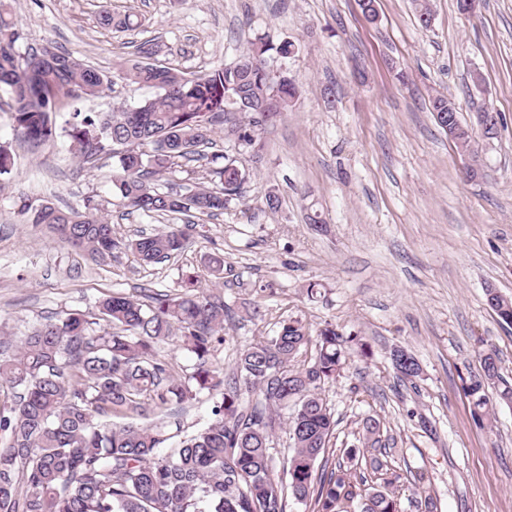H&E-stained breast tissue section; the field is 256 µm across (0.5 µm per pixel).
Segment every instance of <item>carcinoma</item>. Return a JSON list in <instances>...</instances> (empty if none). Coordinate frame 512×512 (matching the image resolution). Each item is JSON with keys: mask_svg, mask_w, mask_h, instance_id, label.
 I'll use <instances>...</instances> for the list:
<instances>
[{"mask_svg": "<svg viewBox=\"0 0 512 512\" xmlns=\"http://www.w3.org/2000/svg\"><path fill=\"white\" fill-rule=\"evenodd\" d=\"M21 35L11 0H0V90L11 100L15 130L38 147L53 138V115L74 98L101 96L113 77L68 53L46 47L19 51ZM295 44L260 39L234 63L195 74L158 64L145 41L116 77L157 91L136 107L102 116L81 114L74 138L83 164L96 167L105 144L114 153L112 205L152 215L194 210L214 216L241 197L249 172L236 160L211 156L201 186L189 163L203 157L216 131L245 152L263 146L267 128L295 106L300 90L271 59L294 54ZM452 100L433 96L429 110L444 128L453 118L457 149L472 151V129ZM184 172L181 190H161L153 178ZM28 224H44L68 246L106 261L131 251L145 264L166 261L184 248L194 223L168 224L150 235L123 239L88 196L80 206L25 205ZM490 309L512 326V298L494 289ZM224 301L187 273L180 291L134 298L107 294L97 312H56L21 336L0 339V512H286V498H314V512H340L357 502L361 512H401L390 487L401 479L384 451L383 423L363 419L362 448L345 451L346 464L327 472L325 453L336 428L322 395L354 351L356 335L327 323L311 340L300 319L282 321L239 353L232 374L212 363L222 343ZM177 338L194 360L175 368L159 343ZM400 378L421 371L410 356L393 364ZM500 383L498 355L481 356L467 396L474 415L489 411V389ZM256 396L242 400L243 393ZM206 394L212 419L186 427L178 407ZM285 433L288 482L274 474L270 449ZM170 443L160 455L158 449Z\"/></svg>", "mask_w": 512, "mask_h": 512, "instance_id": "1", "label": "carcinoma"}]
</instances>
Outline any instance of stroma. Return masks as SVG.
<instances>
[{
    "instance_id": "obj_1",
    "label": "stroma",
    "mask_w": 512,
    "mask_h": 512,
    "mask_svg": "<svg viewBox=\"0 0 512 512\" xmlns=\"http://www.w3.org/2000/svg\"><path fill=\"white\" fill-rule=\"evenodd\" d=\"M21 46L52 47L105 73L156 40L157 62L205 73L235 61L256 38L295 42L274 67L301 87L297 104L269 127L259 155L239 154L216 136L211 153L250 171L239 200L216 217L195 215L197 231L177 257L153 265L132 253L110 264L25 223L23 205H82L95 196L117 235L152 233L163 218L126 214L112 204L115 160L104 151L88 170L69 135V112L41 148L17 134L0 92V331L21 335L47 315L95 312L106 293L174 292L181 272H197L231 316L213 362L232 372L241 350L272 335L283 318L310 329L333 323L358 335L370 357L352 354L323 395L336 421L328 456L357 444L375 414L394 439L389 457L428 477L423 488H394L403 512L420 493L438 512H512V403L493 400L477 419L465 388L488 348L512 386V326L489 308L487 288L512 296V0H431L422 24L414 0H377L369 23L358 0H13ZM132 13L143 24L116 30L105 15ZM445 94L462 124L485 106L500 115L497 136L478 140L482 175L436 125L429 99ZM120 79L102 97L79 101L108 112L153 98ZM275 190L277 212L262 199ZM321 221L309 223L310 214ZM224 260L214 285L213 257ZM322 285L307 296L309 283ZM421 365L398 379L390 353Z\"/></svg>"
}]
</instances>
